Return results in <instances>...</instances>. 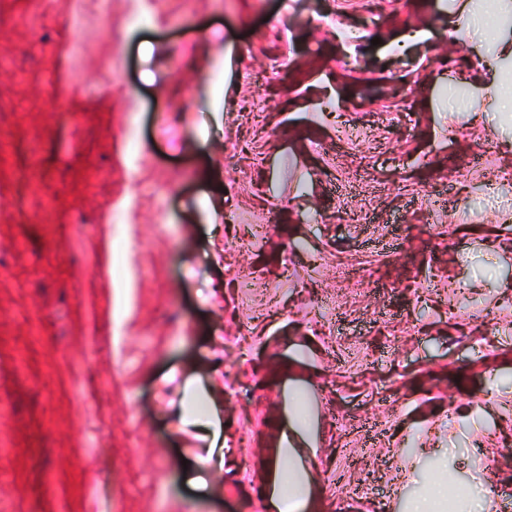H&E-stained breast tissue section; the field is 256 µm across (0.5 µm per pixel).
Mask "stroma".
<instances>
[{
	"label": "stroma",
	"mask_w": 512,
	"mask_h": 512,
	"mask_svg": "<svg viewBox=\"0 0 512 512\" xmlns=\"http://www.w3.org/2000/svg\"><path fill=\"white\" fill-rule=\"evenodd\" d=\"M457 2L0 0V512H271L297 390L308 512L512 489V7ZM189 402L186 403L183 412L179 416L185 421H191L194 427L202 435L201 439L206 443L205 455L194 457L190 461L194 465L193 471L202 470L204 465H217L219 468L235 464L231 456V450L226 448L224 439V421L219 406L213 400V388L202 387L193 383H187Z\"/></svg>",
	"instance_id": "35a3bbf8"
}]
</instances>
